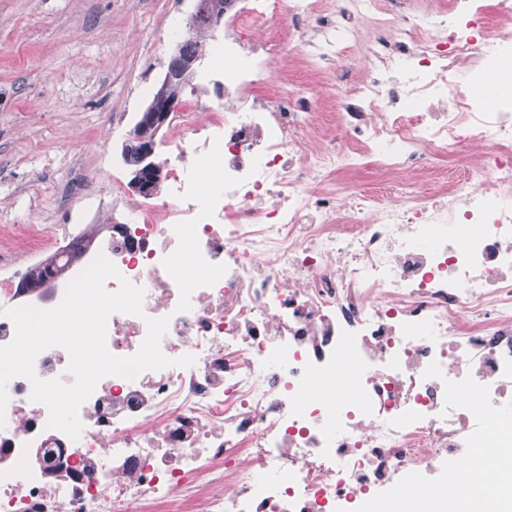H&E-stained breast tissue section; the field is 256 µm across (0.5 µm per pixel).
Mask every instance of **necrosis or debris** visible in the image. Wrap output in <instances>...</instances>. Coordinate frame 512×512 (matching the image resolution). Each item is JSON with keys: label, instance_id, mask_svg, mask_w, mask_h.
Masks as SVG:
<instances>
[{"label": "necrosis or debris", "instance_id": "necrosis-or-debris-1", "mask_svg": "<svg viewBox=\"0 0 512 512\" xmlns=\"http://www.w3.org/2000/svg\"><path fill=\"white\" fill-rule=\"evenodd\" d=\"M283 11L312 71L355 42L369 62L330 131L315 90L271 85ZM213 50L217 93L168 125L163 198L116 185L125 223L0 241V345L6 310L55 307L102 254L144 290L109 351L166 316L173 360L102 378L76 440L12 378L0 512H458L463 463L512 512V94L475 97L512 71V0H226ZM362 169L377 190L344 183Z\"/></svg>", "mask_w": 512, "mask_h": 512}]
</instances>
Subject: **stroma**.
Segmentation results:
<instances>
[{"label": "stroma", "instance_id": "stroma-1", "mask_svg": "<svg viewBox=\"0 0 512 512\" xmlns=\"http://www.w3.org/2000/svg\"><path fill=\"white\" fill-rule=\"evenodd\" d=\"M193 0H0V226L108 224Z\"/></svg>", "mask_w": 512, "mask_h": 512}]
</instances>
